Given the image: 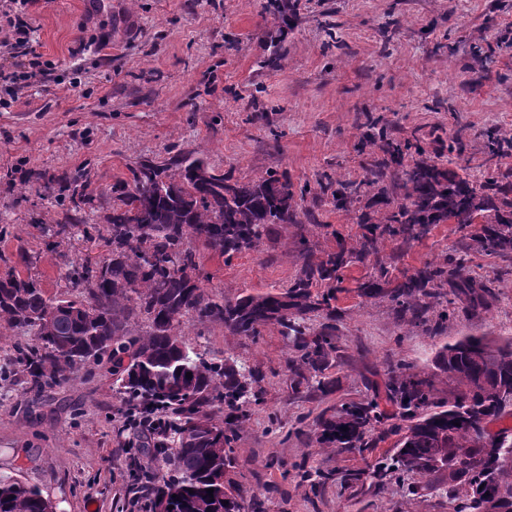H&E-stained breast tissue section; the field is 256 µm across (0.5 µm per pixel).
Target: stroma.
Listing matches in <instances>:
<instances>
[{
	"instance_id": "obj_1",
	"label": "stroma",
	"mask_w": 512,
	"mask_h": 512,
	"mask_svg": "<svg viewBox=\"0 0 512 512\" xmlns=\"http://www.w3.org/2000/svg\"><path fill=\"white\" fill-rule=\"evenodd\" d=\"M29 14L56 82L24 89L0 112V276L25 247L26 273L48 295L69 294V261L110 256L112 186L146 160L193 151L232 180L275 171L302 192L299 208L315 223L278 226L229 260L194 243L204 288L229 299L283 292L304 255L359 247L361 217L379 218L385 205L364 192L344 211L321 186L329 176L361 180L384 158L381 136L419 143L425 159L444 165L449 137L461 136L472 179L512 183V156L484 160L490 131L512 134V0H112L96 13L84 0H37ZM72 180L85 198L78 211L65 188ZM479 231L438 224L421 239L377 244L395 284L464 256L492 292L477 317L436 305L429 325L416 323L389 299L359 295L373 259L345 265L335 316L305 320L310 335L332 332L322 391L290 371L298 353L280 326L238 336L195 313L181 317L184 340L257 377L260 400L236 431L226 475L245 512H454L429 477L380 489L347 482L390 442L340 451L318 443L316 429L336 407L372 399L390 370H429L445 344L512 339V258L470 246ZM34 342L0 319V473L40 488L59 512H141L132 499L140 437L118 419L126 405L111 361L34 389L15 362Z\"/></svg>"
}]
</instances>
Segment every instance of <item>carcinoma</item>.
Here are the masks:
<instances>
[{
  "label": "carcinoma",
  "instance_id": "cac0c4a2",
  "mask_svg": "<svg viewBox=\"0 0 512 512\" xmlns=\"http://www.w3.org/2000/svg\"><path fill=\"white\" fill-rule=\"evenodd\" d=\"M380 149L396 168L381 164L366 171L362 181L327 182L337 185L336 206L348 209L364 189L385 202L400 193L364 237L355 258L375 250L377 239L402 242L425 236L434 224H480L474 237L481 251L512 255V186L492 181L476 183L467 173L433 161L403 163L418 145L382 140ZM118 203L108 216L112 257L103 264L70 263L69 279L80 295L51 298L40 283L17 270L0 277V317L34 332L37 343L19 352L17 363L34 388L66 369L112 355L117 392L134 410L161 414L162 446L146 451L158 455L159 485L154 488L155 512H244L239 495L227 491L225 476L233 467L231 447L242 407L255 397L253 374L216 361L176 333L179 317L194 312L201 319L224 323L238 336H256L260 328L277 324L301 352L298 373L306 371L322 389L321 375L334 351L330 331L309 338L305 315L334 311L340 253L317 262L305 257L300 275L284 292L226 299L208 292L196 276L190 242L230 259L256 247L279 224H299L293 185L285 174L268 173L248 182H232L216 174L204 159L191 153L157 165L146 161L133 171L132 183L112 186ZM327 289L312 291L320 282ZM385 263L377 262L371 277L358 290L368 298L386 297L402 313L424 318L431 304L451 295L474 315L488 309L489 289L463 273L450 257L429 263L395 287ZM60 315L41 322L49 309ZM146 322L137 333L136 319ZM484 336H471L436 352L429 373H389L385 396L366 403L343 404L319 422L318 440L338 449L370 448L371 435L391 414L380 409L385 401L399 410L405 426L395 453L380 460L372 478L382 482L393 473L430 476L464 491L459 512H483L495 500L499 512H512V426L496 431L495 422L512 418V407L499 401L512 391V341L483 358L475 350ZM192 377H186V373ZM227 408L224 420L210 408ZM448 459L434 464L439 449ZM214 489L208 495L207 489ZM50 498L19 478L0 474V512H50Z\"/></svg>",
  "mask_w": 512,
  "mask_h": 512
}]
</instances>
